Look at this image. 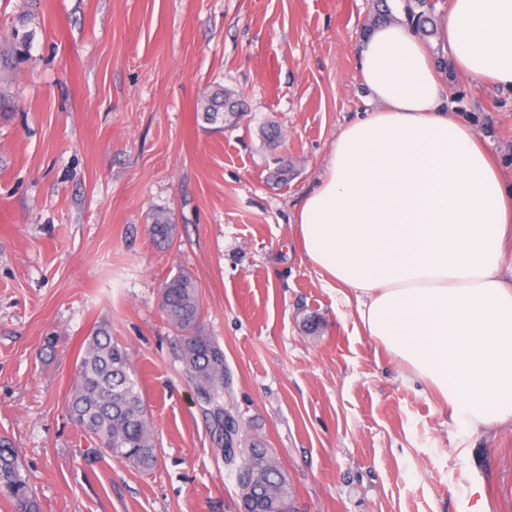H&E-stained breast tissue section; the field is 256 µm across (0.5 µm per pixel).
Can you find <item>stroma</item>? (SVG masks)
<instances>
[{
  "label": "stroma",
  "instance_id": "1",
  "mask_svg": "<svg viewBox=\"0 0 512 512\" xmlns=\"http://www.w3.org/2000/svg\"><path fill=\"white\" fill-rule=\"evenodd\" d=\"M380 5L41 0L30 56L0 82V435L40 512H240L160 310L181 271L224 350V406L242 441L272 449L298 512H512V427L472 433L442 412L295 234L339 132L368 108L356 48ZM385 5L394 21L448 15V0ZM217 85L246 103L223 131L197 114ZM448 110L511 182L512 89L452 74ZM158 211L172 242L150 234ZM101 323L140 378L147 473L96 455L66 411Z\"/></svg>",
  "mask_w": 512,
  "mask_h": 512
}]
</instances>
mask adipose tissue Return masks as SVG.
Here are the masks:
<instances>
[{
    "label": "adipose tissue",
    "instance_id": "ef3b65f1",
    "mask_svg": "<svg viewBox=\"0 0 512 512\" xmlns=\"http://www.w3.org/2000/svg\"><path fill=\"white\" fill-rule=\"evenodd\" d=\"M437 40L459 75L512 85V0H450ZM373 108L338 134L295 232L358 319L479 431L512 421V189L448 113L434 55L406 23L358 47Z\"/></svg>",
    "mask_w": 512,
    "mask_h": 512
}]
</instances>
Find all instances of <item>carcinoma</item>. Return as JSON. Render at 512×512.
<instances>
[{"mask_svg":"<svg viewBox=\"0 0 512 512\" xmlns=\"http://www.w3.org/2000/svg\"><path fill=\"white\" fill-rule=\"evenodd\" d=\"M37 25L33 14L18 18L9 46L0 49V73L28 55ZM200 111L206 123L222 129L237 124L243 103L236 94L217 88L202 100ZM175 231L163 213L153 215L154 239L170 241ZM160 307L176 332L178 360L202 406L216 452L236 475L241 504L249 512H295L293 489L271 449L255 441L239 448V427L226 428L231 414L224 409V350L201 328L196 280L187 272L174 275L161 288ZM66 407L84 436L99 445L98 451L137 471L156 466L158 450L139 377L126 347L106 324L94 327L83 341ZM0 496L13 503L15 512H39L16 449L5 437H0Z\"/></svg>","mask_w":512,"mask_h":512,"instance_id":"cac0c4a2","label":"carcinoma"}]
</instances>
